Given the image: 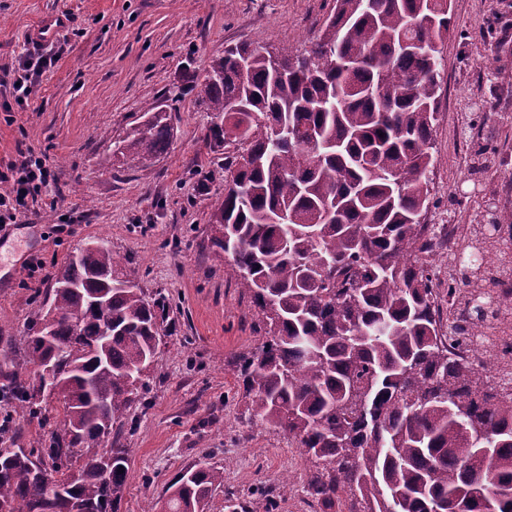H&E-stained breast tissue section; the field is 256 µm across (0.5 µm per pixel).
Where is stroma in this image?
<instances>
[{"label":"stroma","mask_w":512,"mask_h":512,"mask_svg":"<svg viewBox=\"0 0 512 512\" xmlns=\"http://www.w3.org/2000/svg\"><path fill=\"white\" fill-rule=\"evenodd\" d=\"M453 26L441 47L439 113L432 152L439 181L429 218L455 224L461 242L485 223L483 201L512 211V0H450ZM336 0H0V67L14 65L33 26L63 13L47 41L62 48L27 106L0 112V163L18 149L46 157L53 206L0 228V367L21 358L31 318L69 257L107 240L125 279L163 299L165 335L130 406L120 443L128 479L119 512H164L168 489L189 466H214L224 483L206 512H321L309 496L317 473L287 434L260 423L234 366L262 341L244 286L224 275L210 239L209 205L224 193V158L205 140L209 113L193 87L225 47H308ZM156 105L170 109L168 151L137 168L102 166ZM70 218L69 232L55 224ZM42 259L44 280L24 262ZM45 420L9 414L0 448H43ZM293 490L281 496L283 477Z\"/></svg>","instance_id":"1"}]
</instances>
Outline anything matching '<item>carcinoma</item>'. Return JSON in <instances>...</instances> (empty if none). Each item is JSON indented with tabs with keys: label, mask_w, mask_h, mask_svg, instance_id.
<instances>
[{
	"label": "carcinoma",
	"mask_w": 512,
	"mask_h": 512,
	"mask_svg": "<svg viewBox=\"0 0 512 512\" xmlns=\"http://www.w3.org/2000/svg\"><path fill=\"white\" fill-rule=\"evenodd\" d=\"M450 24L448 0H336L304 53L231 47L198 81L196 103L212 114L206 140L229 174L211 205V247L232 256L224 276L260 315L263 341L240 375L254 417L322 462L308 493L327 512L343 494L350 512H512V377L509 390L484 383L455 352L491 298L466 269L484 267L497 288L512 268L466 246L448 305L459 283L479 296L445 331L437 275L422 260L436 248L421 217ZM172 131L171 113L152 108L123 139L122 164L164 154ZM488 224L512 239V215L494 206ZM119 265L104 240L72 256L12 362L54 367L63 416L48 447L0 448L11 512H118L128 449L113 439L104 474L99 442L144 388L165 314ZM3 388L20 414L44 418L52 392L39 374ZM223 484L217 467L187 469L168 512H203Z\"/></svg>",
	"instance_id": "cac0c4a2"
}]
</instances>
